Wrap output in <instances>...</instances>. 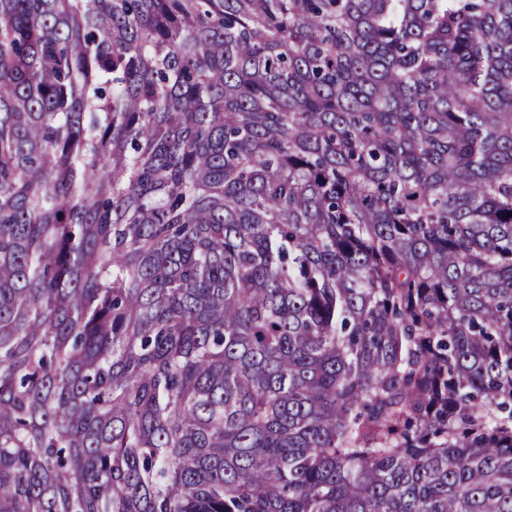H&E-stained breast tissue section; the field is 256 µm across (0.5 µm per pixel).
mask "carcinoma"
I'll return each instance as SVG.
<instances>
[{
	"label": "carcinoma",
	"mask_w": 512,
	"mask_h": 512,
	"mask_svg": "<svg viewBox=\"0 0 512 512\" xmlns=\"http://www.w3.org/2000/svg\"><path fill=\"white\" fill-rule=\"evenodd\" d=\"M0 512H512V0H0Z\"/></svg>",
	"instance_id": "carcinoma-1"
}]
</instances>
